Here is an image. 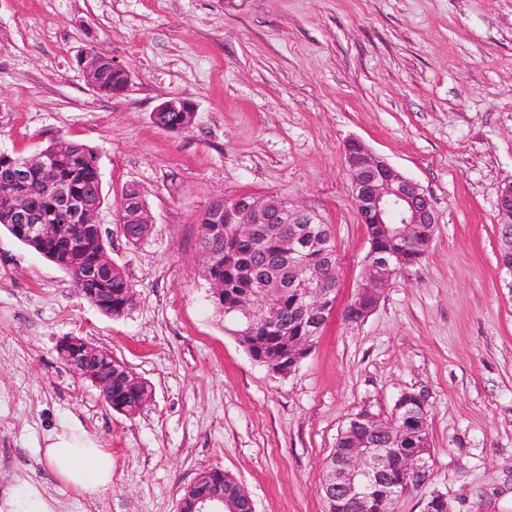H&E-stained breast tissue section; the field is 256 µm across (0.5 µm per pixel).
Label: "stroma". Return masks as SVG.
Masks as SVG:
<instances>
[{"label":"stroma","mask_w":512,"mask_h":512,"mask_svg":"<svg viewBox=\"0 0 512 512\" xmlns=\"http://www.w3.org/2000/svg\"><path fill=\"white\" fill-rule=\"evenodd\" d=\"M96 49L132 76L88 85ZM178 96L194 123L153 121ZM67 140L95 150L107 249L135 294L113 318L69 273L0 226V512H177L220 468L256 512H325L324 463L353 414L387 418L422 395L432 470L396 512L438 491L450 512H512V290L497 262L501 183L512 179V0H0V151ZM357 140L432 198L423 258L349 323L368 231L344 155ZM136 188L152 232L119 229ZM278 196L317 214L339 288L291 374L253 361L215 310L198 254L217 198ZM69 336L109 350L152 389L135 416L58 357ZM112 453V483L82 495L46 461L63 426ZM98 56V68L96 74V82L94 80V73L97 66L96 57L93 52ZM85 51L79 58V66L83 74L87 78L89 84L95 89L97 84V92L108 96L121 94L120 90L123 85L124 91L129 87L131 82V74L129 70L124 69L125 82L123 73L115 69L116 65L112 64V60L99 54L91 49Z\"/></svg>","instance_id":"stroma-1"}]
</instances>
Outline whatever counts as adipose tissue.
I'll return each instance as SVG.
<instances>
[{"label": "adipose tissue", "instance_id": "obj_1", "mask_svg": "<svg viewBox=\"0 0 512 512\" xmlns=\"http://www.w3.org/2000/svg\"><path fill=\"white\" fill-rule=\"evenodd\" d=\"M44 456L59 478L83 494H95L112 482V455L95 441L72 431L50 436Z\"/></svg>", "mask_w": 512, "mask_h": 512}]
</instances>
